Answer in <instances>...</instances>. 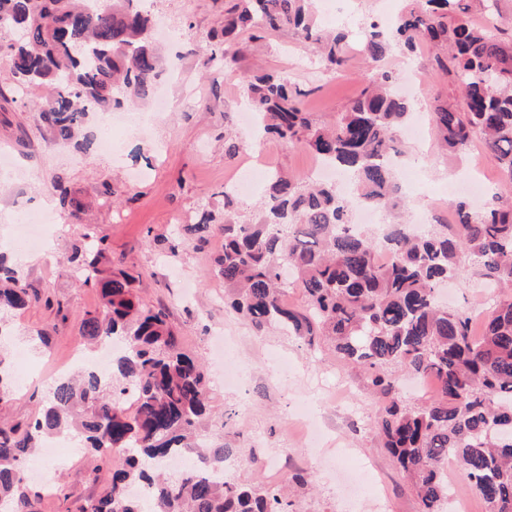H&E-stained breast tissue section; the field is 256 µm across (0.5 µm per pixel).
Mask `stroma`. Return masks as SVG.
Listing matches in <instances>:
<instances>
[{
  "instance_id": "stroma-1",
  "label": "stroma",
  "mask_w": 512,
  "mask_h": 512,
  "mask_svg": "<svg viewBox=\"0 0 512 512\" xmlns=\"http://www.w3.org/2000/svg\"><path fill=\"white\" fill-rule=\"evenodd\" d=\"M146 7L172 33L157 46L160 58L180 54L184 69L162 77L169 99L153 129L156 149L141 150L140 140L131 137L119 158L83 151L78 140L53 138L36 113L43 89L13 95L1 51L10 34L0 32V152H9L15 162L14 172L0 176V235L10 230L21 206L49 208L56 224L48 249L21 248L9 255L41 300L4 316L13 334L0 342V356L9 363L13 386L0 400V417L26 423L49 381L74 372L79 354L93 350L82 322L86 313L98 309L99 294L81 283L69 262L74 244L89 233L105 240L104 274L120 269L130 275L144 303L166 310L181 348L206 365L212 409L224 417V441L233 450L224 461L226 479L268 485L262 460L276 450L291 458L292 469L309 475L301 488L293 487L290 475L281 478L297 512H419L414 489L379 445L380 403L363 369L338 358L329 345L308 347L277 326L256 331L243 315L214 305V298L224 293L214 264L224 250L220 233L211 234L200 248L183 242L167 245L173 217L184 214L197 222L201 202L223 219L224 178L233 165L224 153L225 135L236 137L244 148L260 150L272 168L305 179L314 161L311 153L276 138L257 139L237 123H225L224 116L242 105L241 75H284L290 63L314 61V54L283 30L256 42L243 41L237 70L225 74L219 63L203 62L207 35L223 25L224 0H147ZM412 64L424 85L413 118L428 126L434 98L454 96L458 90L433 73L430 50L413 57ZM366 74L361 55L352 54L344 72L318 84L306 98L307 110L319 120H333L359 95ZM420 149L419 143L403 138L399 209L408 216L429 206V193L462 180L468 171L467 160L437 149L423 159ZM136 170L143 171V178H133ZM59 178L83 211L59 206L51 189ZM484 285L475 269H466L449 285V308L483 316ZM227 322L241 339L233 359L246 373L243 394L225 386L216 372L211 333ZM41 333L45 344L31 348L29 338ZM52 472L56 490L40 492L38 512H83L109 481L108 470L85 448L63 453Z\"/></svg>"
}]
</instances>
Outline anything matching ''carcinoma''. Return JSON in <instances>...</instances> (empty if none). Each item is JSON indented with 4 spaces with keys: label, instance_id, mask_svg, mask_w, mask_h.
<instances>
[{
    "label": "carcinoma",
    "instance_id": "cac0c4a2",
    "mask_svg": "<svg viewBox=\"0 0 512 512\" xmlns=\"http://www.w3.org/2000/svg\"><path fill=\"white\" fill-rule=\"evenodd\" d=\"M134 2L0 0V31L28 27L25 42L8 46L15 89L49 88L38 112L55 138L71 139L91 112H110L152 93L160 60L148 38L149 19ZM314 2L226 0L221 34H210L222 37L224 71L235 70L242 35L253 41L288 29L339 74L348 61L347 35L321 30ZM492 6V0H410L393 27L366 21L361 47L372 74L329 123L305 111L307 92L280 74L249 75L240 83L263 134L302 145L351 173L356 197L277 171L257 221L244 224L234 199L224 196V252L217 260L230 291L224 305L257 330L277 324L310 346L325 338L368 373L381 400L378 436L414 487L420 512H445L453 496L443 474L450 455L487 512H512V204L497 202L474 214L453 200L457 223L432 224L422 234L396 220L400 188L390 157L398 154L397 133L411 103L395 92L394 76L380 62L393 46L411 54L424 44L444 48L433 56V71L448 78L460 98L431 112L442 147L462 157L478 138L512 181V33L470 21ZM54 190L61 207L80 209L62 181ZM358 200L383 211L381 239L352 227ZM214 221L204 207L198 222L178 225L173 235L204 242ZM83 240L72 261L101 298L83 333L95 342L119 336L127 351L110 375L57 379L27 423L0 424V512H34L22 461L37 441L59 433L73 435L111 465L108 488L84 512H291L279 488L202 472L174 480L152 475L150 466L191 447L210 417L209 378L179 347L166 313L134 295L124 271L101 276L102 240L89 233ZM381 247L396 254L388 267L375 262ZM465 264L501 289L478 335L470 314L436 299L441 282ZM289 286L300 290V304L283 300ZM33 300L20 271L0 254V311L25 309ZM394 365L417 379L434 378L437 389L407 403ZM137 483L148 488L149 503L127 494Z\"/></svg>",
    "mask_w": 512,
    "mask_h": 512
}]
</instances>
